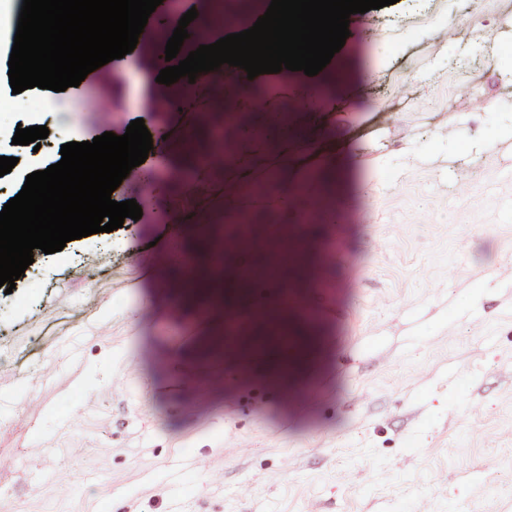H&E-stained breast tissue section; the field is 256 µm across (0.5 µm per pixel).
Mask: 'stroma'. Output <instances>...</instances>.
<instances>
[{"label":"stroma","instance_id":"1","mask_svg":"<svg viewBox=\"0 0 512 512\" xmlns=\"http://www.w3.org/2000/svg\"><path fill=\"white\" fill-rule=\"evenodd\" d=\"M161 20L1 120L67 113L58 145L140 118L153 148L111 195L141 219L34 250L0 287V512H512V0L354 14L317 75L220 82L199 118L150 107ZM274 114L287 143L255 150L241 126ZM218 123L224 161L202 177ZM242 153L277 185L237 194L266 216L243 249L224 243ZM195 270L250 271L236 351L223 301L184 289ZM266 312L320 336L301 371L251 343Z\"/></svg>","mask_w":512,"mask_h":512}]
</instances>
